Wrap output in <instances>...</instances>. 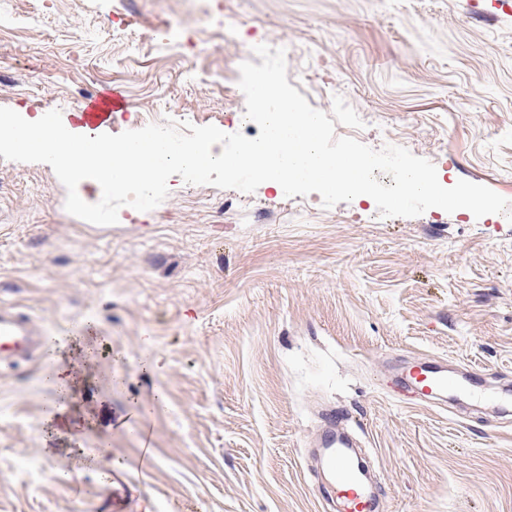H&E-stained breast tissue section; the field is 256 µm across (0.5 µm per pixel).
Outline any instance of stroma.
Returning a JSON list of instances; mask_svg holds the SVG:
<instances>
[{
	"instance_id": "obj_1",
	"label": "stroma",
	"mask_w": 512,
	"mask_h": 512,
	"mask_svg": "<svg viewBox=\"0 0 512 512\" xmlns=\"http://www.w3.org/2000/svg\"><path fill=\"white\" fill-rule=\"evenodd\" d=\"M253 34L291 46L287 80L336 137L512 202V0H215L202 25L183 0H0V107L67 121L115 89L109 133L138 112L253 139L236 116ZM0 180V302L59 348L0 368V512H321L305 466L332 409L382 512H512V414L400 380L433 358L512 388L511 220L176 174L155 209L90 234L60 223L50 165L0 158ZM61 367L69 402L46 382Z\"/></svg>"
}]
</instances>
